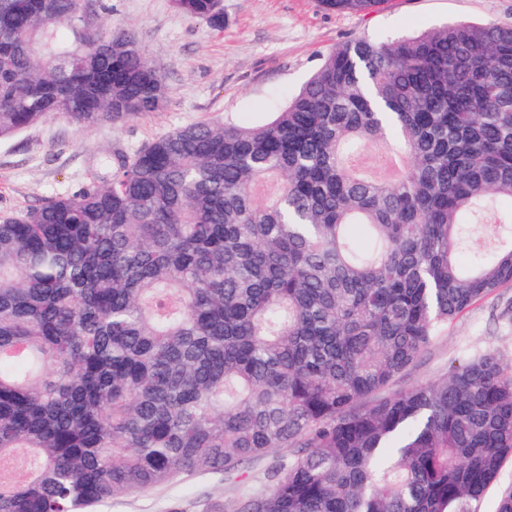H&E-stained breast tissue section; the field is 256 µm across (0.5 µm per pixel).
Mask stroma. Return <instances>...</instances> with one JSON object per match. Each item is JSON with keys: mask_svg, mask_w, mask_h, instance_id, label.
I'll return each instance as SVG.
<instances>
[{"mask_svg": "<svg viewBox=\"0 0 512 512\" xmlns=\"http://www.w3.org/2000/svg\"><path fill=\"white\" fill-rule=\"evenodd\" d=\"M213 27L179 12L174 0H96L95 22L131 33L168 88L158 111L78 128L53 117L0 139V217L35 207L54 193L105 181L111 164L131 158L174 128L202 121L259 123L280 111L339 44L379 41L446 24L512 26V0H385L367 13H337L318 0H222ZM486 352L512 365V288H503L450 321L385 395L447 377ZM277 451L233 475H181L151 490L121 495L97 512H229L243 491L268 485Z\"/></svg>", "mask_w": 512, "mask_h": 512, "instance_id": "stroma-1", "label": "stroma"}]
</instances>
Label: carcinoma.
Masks as SVG:
<instances>
[{"label": "carcinoma", "mask_w": 512, "mask_h": 512, "mask_svg": "<svg viewBox=\"0 0 512 512\" xmlns=\"http://www.w3.org/2000/svg\"><path fill=\"white\" fill-rule=\"evenodd\" d=\"M166 97L83 0H0V138ZM377 143L395 176L352 167ZM489 205L512 224V27L459 23L348 40L266 122L180 127L1 220L0 512H87L284 449L231 512H479L512 459V366L373 395L512 287V245L466 234Z\"/></svg>", "instance_id": "obj_1"}]
</instances>
